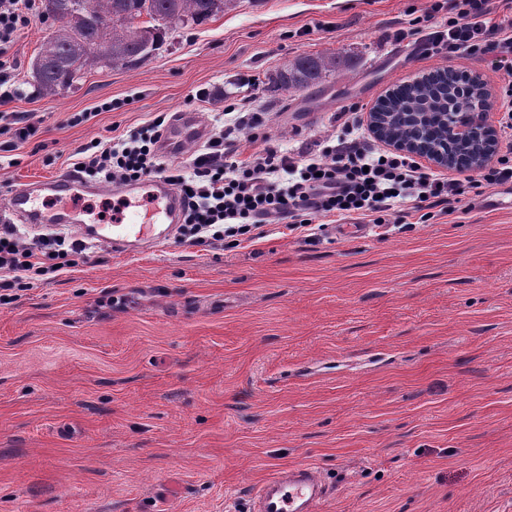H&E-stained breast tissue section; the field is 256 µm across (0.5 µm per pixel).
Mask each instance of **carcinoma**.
<instances>
[{
    "label": "carcinoma",
    "instance_id": "carcinoma-1",
    "mask_svg": "<svg viewBox=\"0 0 512 512\" xmlns=\"http://www.w3.org/2000/svg\"><path fill=\"white\" fill-rule=\"evenodd\" d=\"M231 7L233 0H93L89 20L63 22L41 45L32 63L35 83L42 92L55 94L99 65L138 66L155 54L167 32L202 24ZM341 67L333 55H301L281 68L273 82L284 91L301 89ZM485 92L479 77L453 68L396 86L379 101L377 111L441 112L449 104L465 112Z\"/></svg>",
    "mask_w": 512,
    "mask_h": 512
}]
</instances>
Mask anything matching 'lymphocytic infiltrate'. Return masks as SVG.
I'll use <instances>...</instances> for the list:
<instances>
[{
	"label": "lymphocytic infiltrate",
	"instance_id": "1",
	"mask_svg": "<svg viewBox=\"0 0 512 512\" xmlns=\"http://www.w3.org/2000/svg\"><path fill=\"white\" fill-rule=\"evenodd\" d=\"M34 0H0V70L9 68L7 53L19 30L29 21ZM423 36L426 54L451 59L489 53L498 57L508 78L507 102L499 120L506 145L495 165L463 178L436 173L412 156L375 143L361 123L357 108L339 112L343 135L318 142L316 147L292 150L263 148L249 159L236 157L238 133L262 125L257 112L224 107V128L213 136L189 167L157 163L154 145L165 118L157 116L153 135L130 140L96 141L93 152L77 157L73 166L96 181L139 182L162 177L186 201L183 237L190 243L251 242L276 225L289 233L311 237L313 220L333 217L371 224L388 216H418L420 222L435 210L456 211L465 194L512 183V13H500L498 0H435L396 38ZM84 249L64 236L26 242L14 230L0 231V304L13 303L26 281L42 275L41 258L66 259Z\"/></svg>",
	"mask_w": 512,
	"mask_h": 512
}]
</instances>
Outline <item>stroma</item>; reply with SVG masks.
<instances>
[{
  "mask_svg": "<svg viewBox=\"0 0 512 512\" xmlns=\"http://www.w3.org/2000/svg\"><path fill=\"white\" fill-rule=\"evenodd\" d=\"M432 2L236 0L55 95L30 63L59 23L34 11L0 71L35 126L0 154V200L160 114L217 131L219 99L265 115L242 160L335 135L343 108L445 67L392 38ZM316 53L343 71L275 88ZM298 464L328 490L319 512H512L511 188L361 235L326 218L234 248L89 247L0 306V512H252L266 474Z\"/></svg>",
  "mask_w": 512,
  "mask_h": 512,
  "instance_id": "1",
  "label": "stroma"
}]
</instances>
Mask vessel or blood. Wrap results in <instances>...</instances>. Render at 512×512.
Wrapping results in <instances>:
<instances>
[{
  "label": "vessel or blood",
  "instance_id": "obj_1",
  "mask_svg": "<svg viewBox=\"0 0 512 512\" xmlns=\"http://www.w3.org/2000/svg\"><path fill=\"white\" fill-rule=\"evenodd\" d=\"M208 129L198 113H177L163 131L157 148L166 157L179 154L192 141L201 143ZM84 178L69 170L52 177L18 187L9 198L13 216L24 224L57 230H76L82 243L99 244L120 254H138L162 246L165 225L181 223L185 202L178 190L161 177H152L132 185L110 187L112 195L146 202L144 211L134 212L129 221L90 225L73 210L61 207L43 209L35 204L39 194L54 198L73 195L83 186ZM327 491L314 467L295 466L277 470L258 486L253 497V512H317Z\"/></svg>",
  "mask_w": 512,
  "mask_h": 512
}]
</instances>
